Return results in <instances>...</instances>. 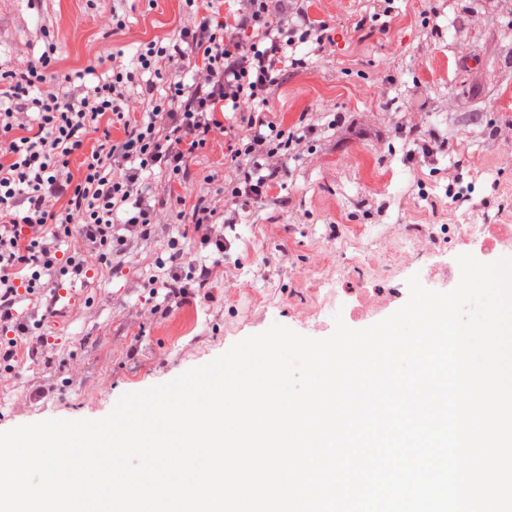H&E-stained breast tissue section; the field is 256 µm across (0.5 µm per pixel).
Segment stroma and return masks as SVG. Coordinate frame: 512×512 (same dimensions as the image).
Masks as SVG:
<instances>
[{"instance_id": "obj_1", "label": "stroma", "mask_w": 512, "mask_h": 512, "mask_svg": "<svg viewBox=\"0 0 512 512\" xmlns=\"http://www.w3.org/2000/svg\"><path fill=\"white\" fill-rule=\"evenodd\" d=\"M302 7L329 24L334 41L321 51L310 42L298 46L308 66L273 89L269 109L309 133L269 203L242 210L237 224L224 228L230 250L223 272L181 301L151 296L143 282L166 277L157 263L168 258L171 238L191 266L208 267L215 258L212 246L171 223L101 271L60 276L59 287L84 298L66 316L47 319V346L0 376V432L47 419L104 418L122 395L205 365L275 323L329 337L333 320L301 321L298 308L358 287L351 276L358 256L381 237H391L396 252L412 236L430 239L412 264L378 275V285L397 291L378 312L381 320L406 303L417 271L454 265L462 244L452 225H481L470 249L484 263L494 257L481 251V241L512 237V169L498 165L512 149V0H303ZM115 14L127 21L118 35L109 30ZM428 18L434 29L425 28ZM190 21L179 0H0V68L25 67L54 38L57 68L71 76L64 90L76 95L104 78L111 53L129 63L141 42ZM335 112L345 122L332 129ZM403 124L415 133H400ZM431 134L447 141V151L423 155ZM452 168L473 186L472 205L437 220L432 207L447 206ZM324 250L337 265L316 292L299 276ZM228 280L242 285L241 294L228 296ZM187 311L191 328L174 336ZM34 390L43 399L30 400Z\"/></svg>"}]
</instances>
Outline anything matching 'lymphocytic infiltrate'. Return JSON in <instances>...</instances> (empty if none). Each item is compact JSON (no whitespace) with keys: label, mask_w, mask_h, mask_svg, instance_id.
Segmentation results:
<instances>
[{"label":"lymphocytic infiltrate","mask_w":512,"mask_h":512,"mask_svg":"<svg viewBox=\"0 0 512 512\" xmlns=\"http://www.w3.org/2000/svg\"><path fill=\"white\" fill-rule=\"evenodd\" d=\"M201 0H184L190 26L141 44L135 69L120 62L83 98L59 91L55 42L25 68L0 70V369L37 343L15 305L51 290L56 276L104 267L149 239L164 218L187 221L217 252L229 244L217 227L239 209L265 204L305 138L268 112L283 71L305 68L298 44L333 38L302 10L273 14L271 0H236L238 18L212 23ZM167 73L165 94L146 85L124 111L126 88L138 74ZM122 133L111 137L106 124ZM224 138H217V131ZM223 142L232 179L204 173L206 196L168 191L148 202L145 174L183 179L191 161ZM80 234L83 243L62 251Z\"/></svg>","instance_id":"f902f5d3"}]
</instances>
